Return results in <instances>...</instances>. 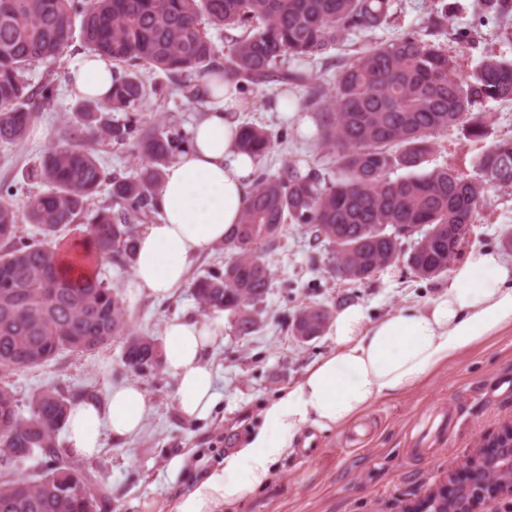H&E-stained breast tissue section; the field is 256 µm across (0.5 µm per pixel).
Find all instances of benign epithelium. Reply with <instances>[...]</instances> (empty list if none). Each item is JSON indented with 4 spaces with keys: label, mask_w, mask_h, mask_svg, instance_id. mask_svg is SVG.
<instances>
[{
    "label": "benign epithelium",
    "mask_w": 512,
    "mask_h": 512,
    "mask_svg": "<svg viewBox=\"0 0 512 512\" xmlns=\"http://www.w3.org/2000/svg\"><path fill=\"white\" fill-rule=\"evenodd\" d=\"M482 463L483 479L475 485L468 477ZM506 467L512 469V423L500 428L464 464L448 468V480L438 490L454 498L456 512H479V505L488 498L512 499V485L496 484L499 471Z\"/></svg>",
    "instance_id": "benign-epithelium-1"
}]
</instances>
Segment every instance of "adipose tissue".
Instances as JSON below:
<instances>
[{
    "label": "adipose tissue",
    "mask_w": 512,
    "mask_h": 512,
    "mask_svg": "<svg viewBox=\"0 0 512 512\" xmlns=\"http://www.w3.org/2000/svg\"><path fill=\"white\" fill-rule=\"evenodd\" d=\"M72 92L89 99L112 90V64L76 55L67 69ZM204 115L190 130L183 153L165 167L155 194L158 216L137 241L131 285L157 299L185 287L192 261L223 242L238 223L252 187L256 159L237 146L233 112L242 101L237 85L200 83ZM512 325V263L499 250L481 248L456 265L448 283L425 304L376 320L359 305L341 309L329 326L334 348L314 361L292 389L267 402L261 425L245 445L210 470L174 512H218L263 487L274 465L307 427L329 430L359 419L376 401L408 391L440 366ZM221 331L194 316L173 317L163 327V362L175 381L180 414H208L218 399L206 359ZM149 411L134 383L111 387L103 400L84 399L69 409L66 451L98 453L103 436L122 441L137 434Z\"/></svg>",
    "instance_id": "ef3b65f1"
}]
</instances>
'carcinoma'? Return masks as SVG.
I'll return each mask as SVG.
<instances>
[{"instance_id": "1", "label": "carcinoma", "mask_w": 512, "mask_h": 512, "mask_svg": "<svg viewBox=\"0 0 512 512\" xmlns=\"http://www.w3.org/2000/svg\"><path fill=\"white\" fill-rule=\"evenodd\" d=\"M390 7L391 0H0V143L22 142L54 100L51 79L34 86L25 74L60 59L74 16L81 17L86 47L115 66L112 94L82 101L67 144L48 150L32 171L47 190L20 208L0 201V512H99L108 496L59 446L73 398L43 390L24 416L9 376L47 365L64 350L105 346L114 336L126 337V370L146 376L161 366L160 342L130 331L118 289L96 274L74 272L55 243L61 229L83 220L102 261L133 267L140 226L158 214L164 168L187 144L171 126L104 117L133 112L150 98L143 71L163 73L190 102L197 101L199 81L214 73L240 89L301 87L302 105L313 111L334 158L333 178L295 162L275 173L258 168L240 220L224 237V269L191 282L199 306L229 312L237 335L258 330L272 286L265 256L281 247L288 224L334 244L331 272L345 281L363 283L396 262L422 278L448 272L459 256V225L475 222L488 189L512 186V137L476 158L473 177L446 163L418 168L436 136L452 127L473 141L490 135L488 103L512 100V59L488 55L462 80L454 56L412 31L347 53L330 88L284 66L374 32L387 24ZM211 29L240 34L221 54ZM89 133L128 147L141 160L135 175H107L83 145ZM272 145L267 130L240 127L238 148L254 158L263 160ZM398 170L405 174L394 176ZM102 186L110 187L112 203L87 212L86 200ZM21 216L42 239L17 238ZM397 224L421 225L411 248L402 247ZM330 318L325 307L306 306L291 322L292 335L320 336ZM33 457L44 461L42 472L20 475L17 464ZM80 485L94 492L80 496Z\"/></svg>"}]
</instances>
